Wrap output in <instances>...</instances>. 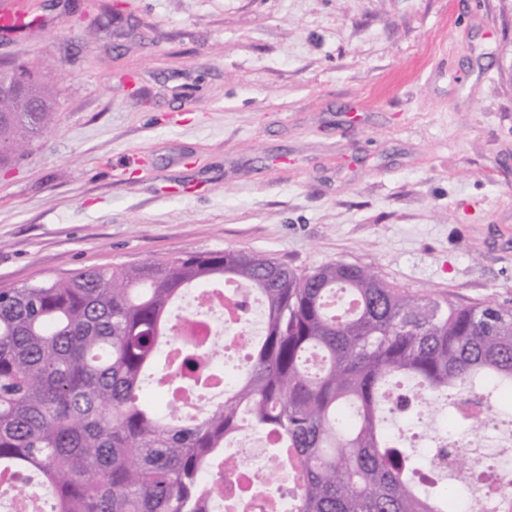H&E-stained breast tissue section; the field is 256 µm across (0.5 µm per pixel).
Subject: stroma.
<instances>
[{
	"mask_svg": "<svg viewBox=\"0 0 512 512\" xmlns=\"http://www.w3.org/2000/svg\"><path fill=\"white\" fill-rule=\"evenodd\" d=\"M27 2L0 55L59 105L0 169V288L232 249L512 305V0Z\"/></svg>",
	"mask_w": 512,
	"mask_h": 512,
	"instance_id": "obj_1",
	"label": "stroma"
}]
</instances>
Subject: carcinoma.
Wrapping results in <instances>:
<instances>
[{"instance_id":"obj_1","label":"carcinoma","mask_w":512,"mask_h":512,"mask_svg":"<svg viewBox=\"0 0 512 512\" xmlns=\"http://www.w3.org/2000/svg\"><path fill=\"white\" fill-rule=\"evenodd\" d=\"M21 76L24 94L0 98V150L14 159L51 130L58 105L24 64ZM235 284L264 307L261 339L223 400L191 417L177 393L211 390L218 371L193 346L168 352L183 322L172 307L189 289ZM397 378L414 391L392 413L451 406L477 382L512 392V306L231 249L0 288V475L38 472L53 512H209L217 454L250 429L297 476L291 512H461L465 490L419 486L383 430Z\"/></svg>"}]
</instances>
